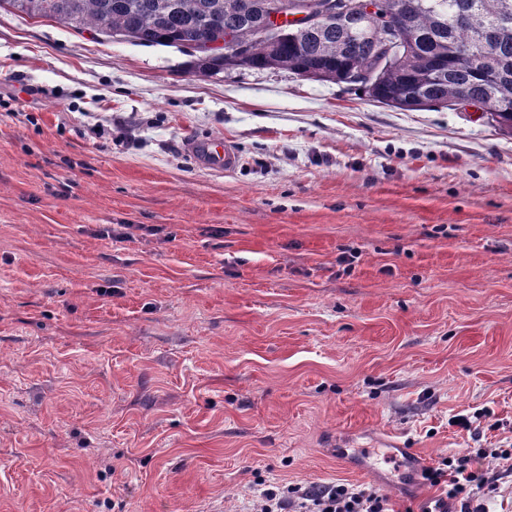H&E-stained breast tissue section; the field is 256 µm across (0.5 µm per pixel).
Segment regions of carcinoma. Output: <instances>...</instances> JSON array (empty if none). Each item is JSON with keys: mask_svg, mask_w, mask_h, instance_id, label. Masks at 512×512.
<instances>
[{"mask_svg": "<svg viewBox=\"0 0 512 512\" xmlns=\"http://www.w3.org/2000/svg\"><path fill=\"white\" fill-rule=\"evenodd\" d=\"M332 0H0V9L76 29L117 33L140 45L216 42L229 35L240 57L220 48L199 55L205 74L245 66L285 69L300 77L349 83L360 78L372 100L403 111L450 102L486 112L512 137V0H353L343 22H321ZM285 17L279 37L263 28ZM302 18H296V15ZM511 29L485 45L490 29ZM395 30L403 52L382 59Z\"/></svg>", "mask_w": 512, "mask_h": 512, "instance_id": "cac0c4a2", "label": "carcinoma"}]
</instances>
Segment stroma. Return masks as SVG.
Returning <instances> with one entry per match:
<instances>
[{
    "instance_id": "stroma-1",
    "label": "stroma",
    "mask_w": 512,
    "mask_h": 512,
    "mask_svg": "<svg viewBox=\"0 0 512 512\" xmlns=\"http://www.w3.org/2000/svg\"><path fill=\"white\" fill-rule=\"evenodd\" d=\"M386 439L512 445V137L1 9L0 512L434 506L334 455ZM191 148L201 164L210 169L231 170L238 162L232 146L222 136L197 138L192 141ZM254 512H392L388 497L374 487L334 483L319 489L275 483L257 484Z\"/></svg>"
}]
</instances>
